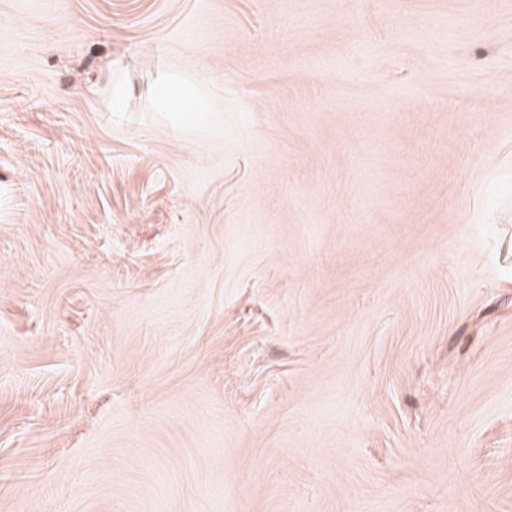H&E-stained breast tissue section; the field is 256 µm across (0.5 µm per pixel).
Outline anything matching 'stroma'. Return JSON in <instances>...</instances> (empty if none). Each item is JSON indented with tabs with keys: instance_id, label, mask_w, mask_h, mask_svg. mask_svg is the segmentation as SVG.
I'll return each instance as SVG.
<instances>
[{
	"instance_id": "1",
	"label": "stroma",
	"mask_w": 512,
	"mask_h": 512,
	"mask_svg": "<svg viewBox=\"0 0 512 512\" xmlns=\"http://www.w3.org/2000/svg\"><path fill=\"white\" fill-rule=\"evenodd\" d=\"M0 512H512V0H0Z\"/></svg>"
}]
</instances>
